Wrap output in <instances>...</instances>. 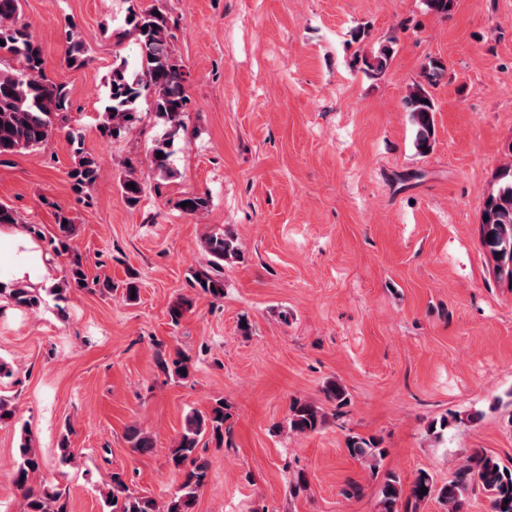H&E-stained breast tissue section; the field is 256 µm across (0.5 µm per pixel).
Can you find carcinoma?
Returning a JSON list of instances; mask_svg holds the SVG:
<instances>
[{
  "mask_svg": "<svg viewBox=\"0 0 512 512\" xmlns=\"http://www.w3.org/2000/svg\"><path fill=\"white\" fill-rule=\"evenodd\" d=\"M22 0H0V62L11 60L15 66L0 69V157L45 147L53 134L68 125L71 109L66 85L49 79L45 73L40 43L27 26L18 23ZM123 37L133 40L137 49L135 64L120 54L115 55L108 81L107 105L99 132L104 137H120L129 132L139 119V101L150 99L152 111L161 124L160 136L150 151L151 172L162 179L176 175L171 157L175 143L185 132V116L190 105L186 73L176 58L171 19L159 7L139 9L129 7L124 19ZM76 25L71 23L66 32L65 61L70 67H82L88 61L89 47L75 37ZM392 44L381 45L370 56L363 58L365 70L374 75L384 73L392 59ZM445 75L440 60L429 61L422 70V80L414 82L405 97V106L413 127V145L420 155L429 154L435 143V105L427 87L436 84ZM75 144V166L69 171L73 191L90 201L98 179V167L93 158L84 153L81 138L70 136ZM162 157H157V153ZM497 187L485 197L481 222L482 243L494 262L498 277L512 281V165H506L496 174ZM135 188H130V185ZM120 188L130 204L138 202L144 183L134 171L120 179ZM187 206H181V203ZM211 204L206 192L184 194L176 207L187 215H201ZM57 232L50 238V252L60 256L70 251L74 224L61 207L55 213ZM202 247L209 256V264L202 270L189 273V282L198 292L214 299L224 297V265L242 258L237 237L229 232L210 233L203 238ZM79 257L70 262L69 278L51 288L47 294L54 300L64 299L73 287H87ZM0 296L7 297L16 306L37 309L45 302L40 291L13 284L0 283ZM193 299L179 296L169 308L173 324L191 311ZM190 358L182 352L168 359L161 358L159 367L164 372L183 379V370L190 369ZM224 402L215 403L207 411L192 410L184 421L182 432L170 448V463L181 474L178 489L166 504L160 506L149 496L128 492L120 474L112 476V486L102 493L108 512H194L199 492L205 485L209 462L199 452L201 441L210 437L224 440ZM326 414L312 402L295 400L289 407L288 430L296 435L314 433L325 426ZM130 447L145 452L153 447L151 438L136 428L128 430ZM345 445L349 455L376 467L385 456V449L373 438L349 435ZM41 467V459L31 446V439L23 437L19 446V461L14 470V484L21 491L20 512H67L66 491L43 484L33 487L29 477ZM427 488L421 494V488ZM479 491L489 499L492 512H512V467L474 449L441 484L428 472H417L408 489H403L399 476H386L379 492L377 512H417L419 505L433 498L444 512H464L469 494Z\"/></svg>",
  "mask_w": 512,
  "mask_h": 512,
  "instance_id": "carcinoma-1",
  "label": "carcinoma"
}]
</instances>
